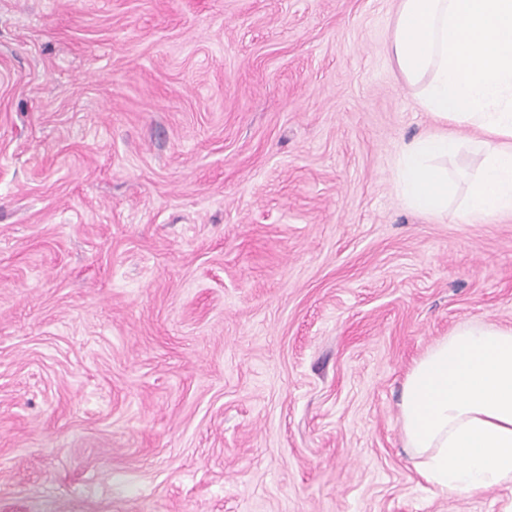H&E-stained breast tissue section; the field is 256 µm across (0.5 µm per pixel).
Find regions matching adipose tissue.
<instances>
[{
    "label": "adipose tissue",
    "instance_id": "ef3b65f1",
    "mask_svg": "<svg viewBox=\"0 0 512 512\" xmlns=\"http://www.w3.org/2000/svg\"><path fill=\"white\" fill-rule=\"evenodd\" d=\"M388 50L437 124L399 156L406 206L447 212L455 187L444 163L467 146L482 162L463 217L512 213V0H399ZM400 427L438 493H512V327L464 322L415 360Z\"/></svg>",
    "mask_w": 512,
    "mask_h": 512
}]
</instances>
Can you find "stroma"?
<instances>
[{"label": "stroma", "mask_w": 512, "mask_h": 512, "mask_svg": "<svg viewBox=\"0 0 512 512\" xmlns=\"http://www.w3.org/2000/svg\"><path fill=\"white\" fill-rule=\"evenodd\" d=\"M398 0H0V512H500L404 377L512 326V214H419Z\"/></svg>", "instance_id": "1"}]
</instances>
